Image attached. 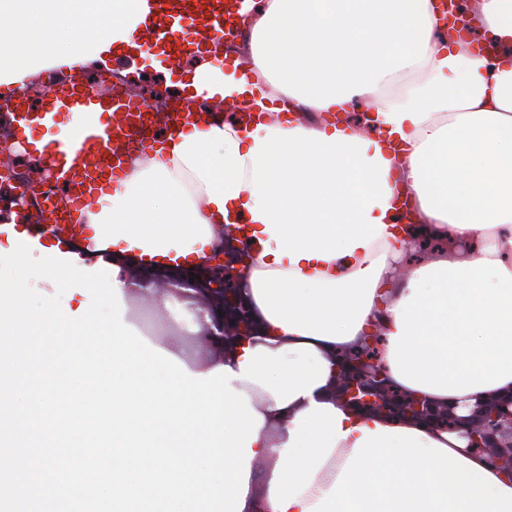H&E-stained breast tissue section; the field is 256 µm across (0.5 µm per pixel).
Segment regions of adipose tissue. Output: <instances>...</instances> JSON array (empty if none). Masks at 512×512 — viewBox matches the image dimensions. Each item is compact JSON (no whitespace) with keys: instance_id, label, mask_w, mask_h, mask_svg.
Returning a JSON list of instances; mask_svg holds the SVG:
<instances>
[{"instance_id":"ef3b65f1","label":"adipose tissue","mask_w":512,"mask_h":512,"mask_svg":"<svg viewBox=\"0 0 512 512\" xmlns=\"http://www.w3.org/2000/svg\"><path fill=\"white\" fill-rule=\"evenodd\" d=\"M224 70L206 56L181 95L194 120L86 208L124 303L152 304L156 345L195 374L239 371L246 350L313 345L324 385L262 415L243 512H512V476L460 432L354 410L341 352L378 337L402 394L470 414L512 393V0H469L474 39L447 38L441 0H261ZM151 0H0V96L47 70L153 61ZM262 121L224 120L219 97ZM230 225L251 257L259 332L207 361L172 323L187 307L134 284L145 267L197 269Z\"/></svg>"}]
</instances>
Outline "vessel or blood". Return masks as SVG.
Wrapping results in <instances>:
<instances>
[{"instance_id": "1", "label": "vessel or blood", "mask_w": 512, "mask_h": 512, "mask_svg": "<svg viewBox=\"0 0 512 512\" xmlns=\"http://www.w3.org/2000/svg\"><path fill=\"white\" fill-rule=\"evenodd\" d=\"M156 13L150 41L161 47L168 62L192 53L201 41L233 40L239 35L245 0H154ZM149 107L140 99L72 79L56 80L32 108L24 94H17L10 115L17 128L31 131L27 150L39 154L54 169L58 180L71 189L66 208L55 202L39 204L42 227L59 235V226L101 181L116 183L132 150V131L142 125ZM85 117L75 134L76 146L37 137L39 129L69 119Z\"/></svg>"}]
</instances>
